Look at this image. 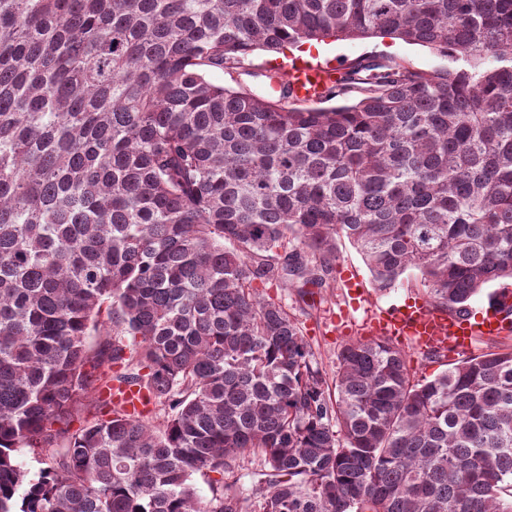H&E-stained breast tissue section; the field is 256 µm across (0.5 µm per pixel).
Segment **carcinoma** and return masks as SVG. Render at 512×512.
<instances>
[{
	"instance_id": "obj_1",
	"label": "carcinoma",
	"mask_w": 512,
	"mask_h": 512,
	"mask_svg": "<svg viewBox=\"0 0 512 512\" xmlns=\"http://www.w3.org/2000/svg\"><path fill=\"white\" fill-rule=\"evenodd\" d=\"M331 37L449 64L359 59L330 107L211 77ZM340 238L453 315L512 279V0H0V512H243L248 454L255 512H512V348L419 379L357 340L329 383L257 295ZM265 471L263 462L258 457L252 455L240 460L236 463L234 469V477L229 476L228 482L237 479V489L241 495L242 505L244 512H253L255 509V502L257 501L258 492L256 489L260 487L259 479L264 476L258 475Z\"/></svg>"
}]
</instances>
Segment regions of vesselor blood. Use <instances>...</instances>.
I'll list each match as a JSON object with an SVG mask.
<instances>
[{
    "label": "vessel or blood",
    "instance_id": "1",
    "mask_svg": "<svg viewBox=\"0 0 512 512\" xmlns=\"http://www.w3.org/2000/svg\"><path fill=\"white\" fill-rule=\"evenodd\" d=\"M295 90L299 96L317 98L322 89L332 85L341 75L339 67L305 63L296 72ZM512 309V297L503 296L497 310L473 321L466 317L451 316L436 310L422 299L406 301L374 314L369 325L375 336L392 341L408 340L420 350L467 352L473 337L495 336L512 328L506 316Z\"/></svg>",
    "mask_w": 512,
    "mask_h": 512
}]
</instances>
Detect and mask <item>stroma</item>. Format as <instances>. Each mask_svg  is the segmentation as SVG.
Instances as JSON below:
<instances>
[{
  "label": "stroma",
  "instance_id": "obj_1",
  "mask_svg": "<svg viewBox=\"0 0 512 512\" xmlns=\"http://www.w3.org/2000/svg\"><path fill=\"white\" fill-rule=\"evenodd\" d=\"M382 54L405 59L417 70L430 71L446 64L445 59L431 49L375 37L356 40L329 38L318 43L307 59L314 63L347 65L363 57ZM298 56L295 50L281 53L255 50L244 60L248 73L242 76L241 83L255 93L266 94L267 82L261 76L262 71L271 68L287 69ZM337 249L339 257L333 272V286L324 291L321 299L304 302L295 293L286 292L270 282L257 286L264 297L287 305L289 312L303 328L314 361L329 375L336 369V355L340 349L348 342L362 339V324L373 311L402 304L415 294L414 288L407 282L384 292L375 290L368 267L349 242L338 240ZM351 279L361 283L364 291L361 299H349L346 284Z\"/></svg>",
  "mask_w": 512,
  "mask_h": 512
}]
</instances>
